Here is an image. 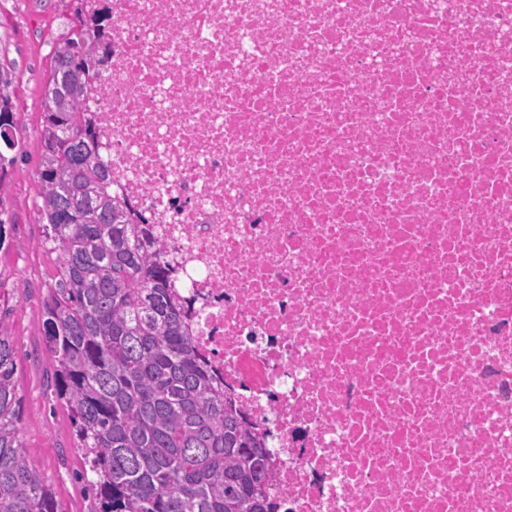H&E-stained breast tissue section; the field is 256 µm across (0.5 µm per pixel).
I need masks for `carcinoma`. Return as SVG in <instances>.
Masks as SVG:
<instances>
[{"label": "carcinoma", "instance_id": "1", "mask_svg": "<svg viewBox=\"0 0 512 512\" xmlns=\"http://www.w3.org/2000/svg\"><path fill=\"white\" fill-rule=\"evenodd\" d=\"M59 35L41 102L36 207L56 254L39 331L56 399L95 479L90 512H276L265 438L200 355L171 267L143 224L112 196L88 90L104 19L77 13ZM0 65V139L22 137ZM17 350L0 314V512H57L52 486L23 449Z\"/></svg>", "mask_w": 512, "mask_h": 512}]
</instances>
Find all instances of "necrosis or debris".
I'll list each match as a JSON object with an SVG mask.
<instances>
[{
  "label": "necrosis or debris",
  "mask_w": 512,
  "mask_h": 512,
  "mask_svg": "<svg viewBox=\"0 0 512 512\" xmlns=\"http://www.w3.org/2000/svg\"><path fill=\"white\" fill-rule=\"evenodd\" d=\"M85 102L288 512H512V0H86Z\"/></svg>",
  "instance_id": "1"
}]
</instances>
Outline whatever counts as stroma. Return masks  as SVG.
I'll return each mask as SVG.
<instances>
[{
    "label": "stroma",
    "mask_w": 512,
    "mask_h": 512,
    "mask_svg": "<svg viewBox=\"0 0 512 512\" xmlns=\"http://www.w3.org/2000/svg\"><path fill=\"white\" fill-rule=\"evenodd\" d=\"M75 0H0V63H10V87L24 138L9 169L0 207L12 229L0 246V292L17 347L14 380L23 398L19 436L26 452L49 478L59 512H88L84 463L74 446L69 410L54 395L48 354L37 331L46 286L56 274L54 254L39 243L43 227L35 198L40 170L41 94L58 35L75 22Z\"/></svg>",
    "instance_id": "35a3bbf8"
}]
</instances>
